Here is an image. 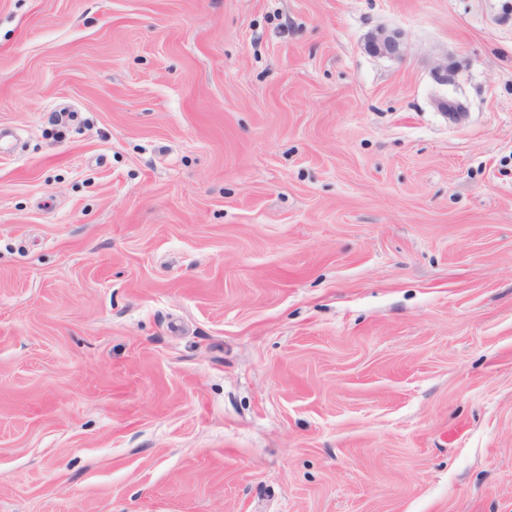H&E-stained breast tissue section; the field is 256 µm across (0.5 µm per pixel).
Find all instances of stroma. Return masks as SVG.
I'll list each match as a JSON object with an SVG mask.
<instances>
[{
	"label": "stroma",
	"instance_id": "1",
	"mask_svg": "<svg viewBox=\"0 0 512 512\" xmlns=\"http://www.w3.org/2000/svg\"><path fill=\"white\" fill-rule=\"evenodd\" d=\"M5 128L0 512H512V0H0ZM365 49L374 56L399 58L402 54L401 34L384 27L376 28L366 37Z\"/></svg>",
	"mask_w": 512,
	"mask_h": 512
}]
</instances>
